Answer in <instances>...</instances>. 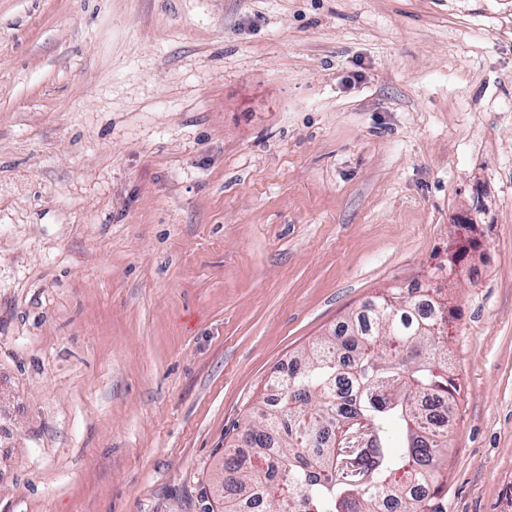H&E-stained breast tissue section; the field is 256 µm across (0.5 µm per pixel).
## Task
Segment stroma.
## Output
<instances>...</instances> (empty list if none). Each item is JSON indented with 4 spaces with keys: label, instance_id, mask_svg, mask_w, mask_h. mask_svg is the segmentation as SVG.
Instances as JSON below:
<instances>
[{
    "label": "stroma",
    "instance_id": "35a3bbf8",
    "mask_svg": "<svg viewBox=\"0 0 512 512\" xmlns=\"http://www.w3.org/2000/svg\"><path fill=\"white\" fill-rule=\"evenodd\" d=\"M416 282L444 506L512 512V0H0V512H221L274 373Z\"/></svg>",
    "mask_w": 512,
    "mask_h": 512
}]
</instances>
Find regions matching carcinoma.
<instances>
[{"label": "carcinoma", "instance_id": "carcinoma-1", "mask_svg": "<svg viewBox=\"0 0 512 512\" xmlns=\"http://www.w3.org/2000/svg\"><path fill=\"white\" fill-rule=\"evenodd\" d=\"M418 298L394 288L309 348L298 372L281 373L278 396L245 425L257 449L243 463L224 451V512H445L438 471L448 435L421 432V398L453 420L459 390L448 369V330L414 317ZM432 488L426 495L408 483Z\"/></svg>", "mask_w": 512, "mask_h": 512}]
</instances>
